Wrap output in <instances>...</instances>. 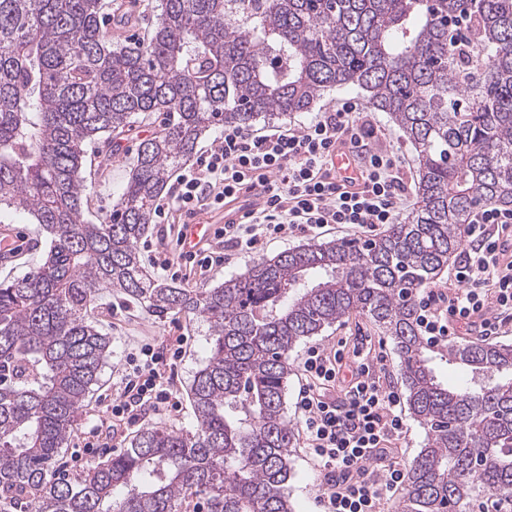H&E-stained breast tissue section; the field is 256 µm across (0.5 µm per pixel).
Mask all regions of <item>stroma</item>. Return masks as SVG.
<instances>
[{
	"mask_svg": "<svg viewBox=\"0 0 512 512\" xmlns=\"http://www.w3.org/2000/svg\"><path fill=\"white\" fill-rule=\"evenodd\" d=\"M380 144L397 149L404 159L402 176L406 186H413L417 174L416 152L403 132L382 112L372 113ZM128 177L123 163L86 180L88 197L87 218L98 221L109 214L117 202ZM7 227V240L12 251L0 254V278L20 277L34 271L42 263L47 251V237L39 225L23 212L11 211L0 215V227ZM93 319L99 330L110 339V355L102 373V382L84 409L77 430L62 448L59 463L68 472L83 474L97 463L106 461L123 442L139 429L147 426H163L177 431H190L196 420L189 402L188 391L196 372L204 364L209 352V326L202 320L188 321L182 317L158 321L116 296L108 294L96 301ZM348 345L358 344L383 354L385 361L380 373L384 386L402 390L399 375L400 360L389 337L368 319L351 315L324 329L320 335L302 340L291 352L284 411L291 425H298L295 397L302 381L301 358L307 348L316 346L330 349L338 341ZM158 344L163 360L159 365L161 380L180 404V412L173 415L150 414L140 417L130 425H122L110 438L96 437L93 427L99 416L111 406L121 388V372L131 352L143 343ZM319 468L316 461L303 447H296L291 457V477L288 482V498L294 512H315L318 495Z\"/></svg>",
	"mask_w": 512,
	"mask_h": 512,
	"instance_id": "obj_1",
	"label": "stroma"
}]
</instances>
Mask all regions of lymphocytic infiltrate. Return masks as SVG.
Wrapping results in <instances>:
<instances>
[{"label":"lymphocytic infiltrate","instance_id":"obj_1","mask_svg":"<svg viewBox=\"0 0 512 512\" xmlns=\"http://www.w3.org/2000/svg\"><path fill=\"white\" fill-rule=\"evenodd\" d=\"M354 99L296 129H224L215 148L200 151L170 185L169 199L186 215L222 208L239 197L258 199L243 221L215 233L233 255H254L273 239L316 237L343 224L369 234L396 223L405 198L401 156L372 147L377 129ZM356 157V184H340L333 170L337 147ZM464 252L454 269L456 288L433 286L417 294L418 325L428 341L445 344L461 329L493 336L512 320V207L485 205L472 211L463 230ZM161 360L145 343L123 371L125 395L113 400L102 427L121 426L132 405L175 412L178 401L159 381ZM343 348H309L301 363L304 381L296 408L306 449L320 464L319 512H381L404 481L392 459L394 441L406 431L401 396L384 388L374 360L358 349L344 365ZM344 395L333 398L335 386Z\"/></svg>","mask_w":512,"mask_h":512}]
</instances>
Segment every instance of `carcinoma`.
<instances>
[{"label": "carcinoma", "mask_w": 512, "mask_h": 512, "mask_svg": "<svg viewBox=\"0 0 512 512\" xmlns=\"http://www.w3.org/2000/svg\"><path fill=\"white\" fill-rule=\"evenodd\" d=\"M104 0H0V212L46 232L36 270L0 281V508L293 512L288 358L351 314L391 338L427 442L400 512L512 496V345L432 346L415 291L464 246L479 203L512 205V0H159L141 40L102 28ZM357 90L419 159L408 217L370 240L260 258L213 288L148 277L139 250L169 175L218 126L308 112ZM109 215L85 218L84 146L99 163L151 116ZM105 292L148 315L202 319L196 428L151 426L74 479L56 468L110 354L89 312ZM465 367L463 388L432 361Z\"/></svg>", "instance_id": "carcinoma-1"}]
</instances>
